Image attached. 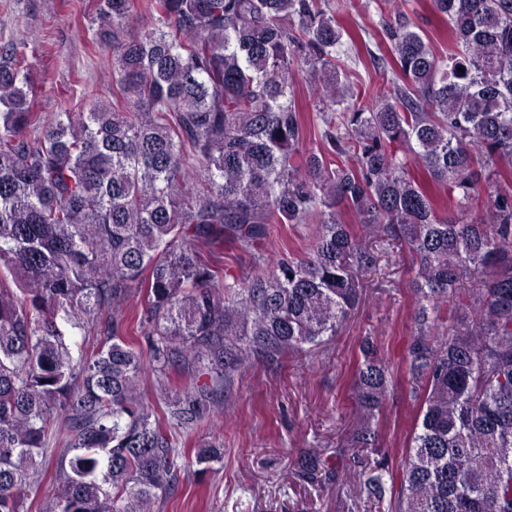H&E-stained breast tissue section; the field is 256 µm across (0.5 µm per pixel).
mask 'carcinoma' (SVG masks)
Returning a JSON list of instances; mask_svg holds the SVG:
<instances>
[{
  "label": "carcinoma",
  "mask_w": 512,
  "mask_h": 512,
  "mask_svg": "<svg viewBox=\"0 0 512 512\" xmlns=\"http://www.w3.org/2000/svg\"><path fill=\"white\" fill-rule=\"evenodd\" d=\"M430 5L448 48L396 10L369 103L341 81L356 45L331 0H96L112 100L51 121L0 42V512H157L199 423L250 368L338 336L384 247L415 270L409 334L394 362L364 331L359 425L296 475L378 512H512V0ZM271 224L314 226L310 244L224 274V243L259 252ZM400 368L416 414L394 464ZM223 457L196 448L202 473Z\"/></svg>",
  "instance_id": "1"
}]
</instances>
